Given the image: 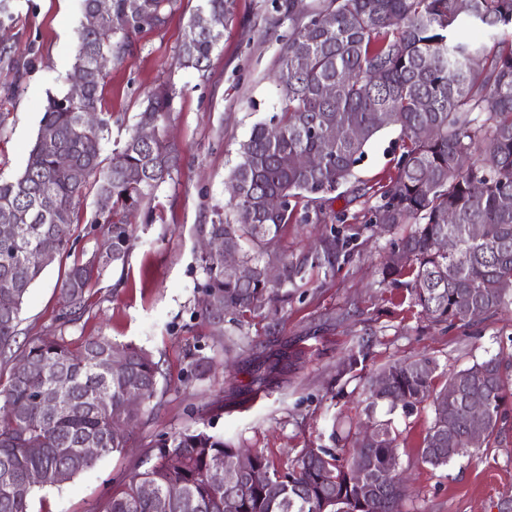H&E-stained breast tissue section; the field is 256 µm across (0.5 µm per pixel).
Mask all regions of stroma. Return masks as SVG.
I'll return each instance as SVG.
<instances>
[{"label": "stroma", "mask_w": 512, "mask_h": 512, "mask_svg": "<svg viewBox=\"0 0 512 512\" xmlns=\"http://www.w3.org/2000/svg\"><path fill=\"white\" fill-rule=\"evenodd\" d=\"M322 3L230 0L224 39L203 78L183 68L179 56L199 0H181L164 28L139 34L132 53L108 62L102 109L111 113L112 129L103 156L127 138L146 96L169 81L176 89L168 124L179 167L152 198V221L137 224L124 267L108 272L91 290L83 317L64 326L61 280L102 237L93 226L97 197L87 191L73 247L30 290L18 341L61 332L75 341L104 336L146 349L162 374L155 404L144 408L123 452L61 487L35 489L31 512H97L158 439L185 429L207 428L278 464L327 443L334 416L354 422L364 416L359 395L338 397L336 381L337 365L364 343L370 352L364 376L388 361L427 355L439 363L438 389L473 361L512 354V306L472 327L447 329L423 318L405 289L381 285L389 243L407 231L368 222L403 151L396 126L379 134L351 183L325 202V223L288 225L277 242L298 256L330 229L351 235L335 275L311 273L272 321L248 317L213 326L200 317L206 275L196 227L232 217L229 172L238 144L279 110L278 56L291 19L306 20ZM82 20L80 0H13L12 20L0 25V41L11 50L10 62H0V177L23 172L48 95L67 90ZM433 416L426 402L396 421L399 462L409 477L403 512H499L512 500V429L496 444L434 469L418 453Z\"/></svg>", "instance_id": "35a3bbf8"}]
</instances>
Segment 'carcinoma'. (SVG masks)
Returning a JSON list of instances; mask_svg holds the SVG:
<instances>
[{
    "label": "carcinoma",
    "mask_w": 512,
    "mask_h": 512,
    "mask_svg": "<svg viewBox=\"0 0 512 512\" xmlns=\"http://www.w3.org/2000/svg\"><path fill=\"white\" fill-rule=\"evenodd\" d=\"M178 0H110L107 16L95 27L84 23L78 32L70 74L85 76L83 95L66 91L50 95L37 138L23 173L0 179V356L15 362L5 385H0V512H30L35 488H54L92 468L100 456L126 447L127 433L140 421V411L126 407L136 393L152 401L161 376L159 363L144 349L117 345L104 336L80 342L59 334L17 345L20 313L45 266L29 260L42 239L56 242L55 254L69 250L76 208L89 186L108 200L101 212L111 255L91 254L69 267L60 286V319L72 323L84 311L90 290L106 272L125 261L135 224L152 218L148 202L171 178L179 151L162 130L170 111L173 88L162 86L147 98L137 125L153 124L158 135L142 141L137 133L101 159V140L112 115L99 109L105 74L98 58L116 59L131 52L138 34L164 27ZM227 0H201L198 12L224 18ZM478 28L495 38L512 31V0H325L305 23L294 25L282 46L280 111L252 126L239 142L230 170L239 196L234 218L200 224L197 232L237 249L241 264L252 268L271 260L268 245L292 223L326 222L324 195L351 182L365 156L367 144L386 125L381 112L392 115L405 137L396 174L381 193L382 203L371 211L369 223L379 229L400 224L411 231L391 243V253H404L409 262L389 259L381 282L408 291L410 303L427 320L448 328L470 327L487 315L512 305V49L495 50L485 42L459 37L461 30ZM224 37V26L207 31L191 28L184 43L182 65L205 76L211 55ZM336 85L328 98L322 88ZM340 124L356 135L338 140L329 135ZM423 129L432 131L421 137ZM317 154L322 165L309 170L294 164L299 154ZM66 155L71 166L61 168L56 157ZM277 196L281 207L268 210L265 198ZM306 200L297 214L299 200ZM478 226L480 239L469 235ZM455 239L459 256L443 251L440 242ZM349 239L332 230L313 251L276 256L278 277L259 274L241 282L224 273V258L201 257L205 292L218 301L219 311L204 309L212 324L246 315L276 316L289 289L318 269L335 272L346 255ZM126 357V368L112 371L109 351ZM368 349L351 351L336 369V381L357 376ZM436 359L427 356L398 359L379 372L386 387L371 381L363 390L371 438H356L354 452L344 458V437L331 429L334 447L304 448L285 465L255 453V465L267 483L225 480L216 465L229 472L239 447L204 429L174 432L160 440L147 467L112 494L98 512H156L143 495L151 484L170 499L172 512H224L232 496L237 512H401L406 488L379 490L360 497L355 472L366 476L393 470L391 480L405 482L397 455L394 415L410 416L432 399L434 418L419 447L421 461L433 468L448 465L471 447L468 405L483 402L488 421L482 444L488 446L508 427L507 403L512 399V376L496 354L449 376L459 392L433 393ZM59 387L57 402L44 404V394ZM386 406L384 418L376 417ZM455 425L448 428V415ZM122 427L125 433L116 434ZM30 448L40 449L33 455ZM175 456L178 465L168 464ZM32 471L44 479L26 482Z\"/></svg>",
    "instance_id": "cac0c4a2"
}]
</instances>
